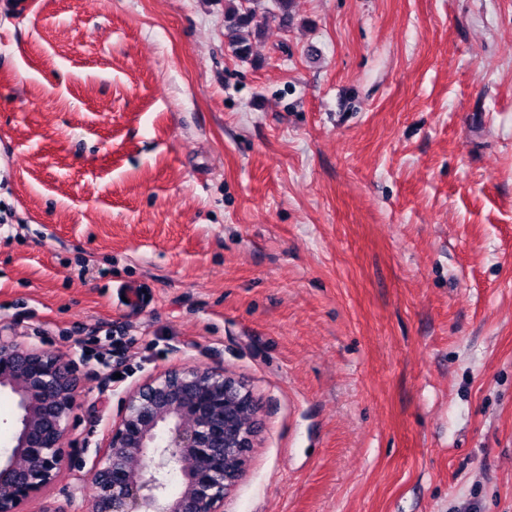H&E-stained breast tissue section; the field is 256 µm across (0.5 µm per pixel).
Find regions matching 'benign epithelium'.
<instances>
[{
  "label": "benign epithelium",
  "instance_id": "7a95c632",
  "mask_svg": "<svg viewBox=\"0 0 512 512\" xmlns=\"http://www.w3.org/2000/svg\"><path fill=\"white\" fill-rule=\"evenodd\" d=\"M17 400L19 426L0 460V512H19L64 460L77 378L55 355L0 336V390ZM257 400L223 371L172 369L126 396L95 467L90 512H221L262 431ZM181 476L169 491L168 477Z\"/></svg>",
  "mask_w": 512,
  "mask_h": 512
}]
</instances>
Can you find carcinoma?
Returning <instances> with one entry per match:
<instances>
[{
  "label": "carcinoma",
  "mask_w": 512,
  "mask_h": 512,
  "mask_svg": "<svg viewBox=\"0 0 512 512\" xmlns=\"http://www.w3.org/2000/svg\"><path fill=\"white\" fill-rule=\"evenodd\" d=\"M260 0H225L224 30L228 45L241 58H248L253 53V39L262 34L267 19L272 17L286 26L291 20L293 0H276L278 14L272 16L258 15Z\"/></svg>",
  "instance_id": "cac0c4a2"
}]
</instances>
